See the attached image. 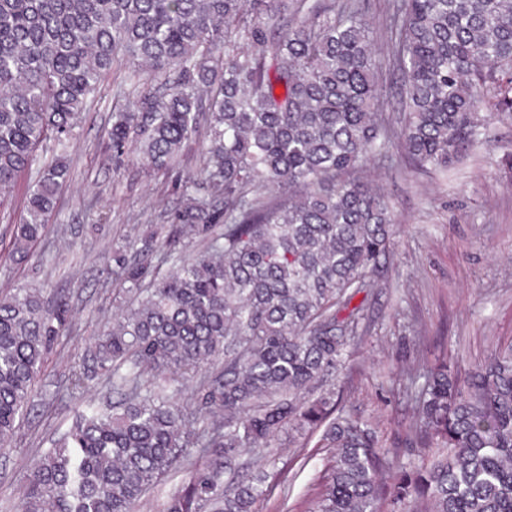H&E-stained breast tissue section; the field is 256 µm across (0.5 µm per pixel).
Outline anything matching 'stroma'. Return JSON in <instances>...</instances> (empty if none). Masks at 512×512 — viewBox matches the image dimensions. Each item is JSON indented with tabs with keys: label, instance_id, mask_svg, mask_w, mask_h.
Masks as SVG:
<instances>
[{
	"label": "stroma",
	"instance_id": "obj_1",
	"mask_svg": "<svg viewBox=\"0 0 512 512\" xmlns=\"http://www.w3.org/2000/svg\"><path fill=\"white\" fill-rule=\"evenodd\" d=\"M133 99L127 69H114L72 132L71 179L48 244L22 267L0 260V289L37 286L47 302L64 297L74 310L71 332L35 382L32 409L0 449V512H16L31 465L83 401L69 379L112 320L113 247L163 223L179 201L172 176L114 165L112 114ZM484 133L448 174L398 157L368 172L396 214L398 247L356 296L367 319L341 376L325 387L340 394L345 411L370 421L382 451L404 461L415 455L403 445L415 419L410 376L441 360L468 365L512 340V120L486 118ZM265 454L274 478L257 512H308L326 450L311 444Z\"/></svg>",
	"mask_w": 512,
	"mask_h": 512
}]
</instances>
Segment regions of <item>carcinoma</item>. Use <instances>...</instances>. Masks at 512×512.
<instances>
[{
  "label": "carcinoma",
  "mask_w": 512,
  "mask_h": 512,
  "mask_svg": "<svg viewBox=\"0 0 512 512\" xmlns=\"http://www.w3.org/2000/svg\"><path fill=\"white\" fill-rule=\"evenodd\" d=\"M387 34L397 131L369 0H0V205L24 185L9 261L37 254L69 180L60 154L22 183L39 147L71 134L114 67L137 77L112 113L116 162L174 172L208 125L204 167L176 179L166 223L112 249L126 304L71 386L97 380L119 400L85 402L33 466L21 512H137L178 466L165 512H256L261 449L286 429L330 449L311 512H512V341L423 373L408 463L334 393L305 398L342 373L363 319L351 302L396 247L368 164L445 171L480 113L512 115V0H390ZM186 239L203 251L184 257ZM70 328L67 299L0 291V445ZM188 382L186 412L174 395Z\"/></svg>",
  "instance_id": "1"
}]
</instances>
